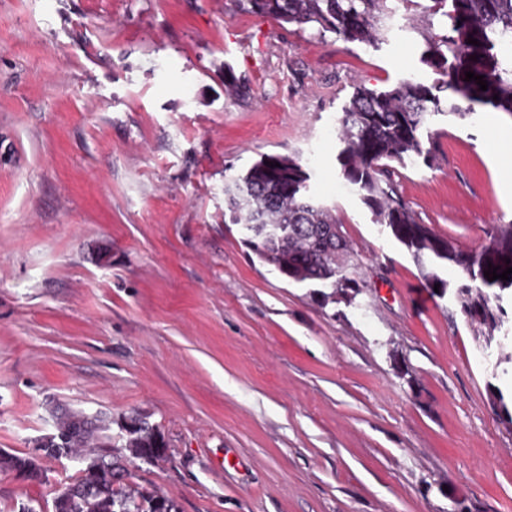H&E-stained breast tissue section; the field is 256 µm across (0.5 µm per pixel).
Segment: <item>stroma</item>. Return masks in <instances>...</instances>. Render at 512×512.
I'll return each instance as SVG.
<instances>
[{
	"label": "stroma",
	"mask_w": 512,
	"mask_h": 512,
	"mask_svg": "<svg viewBox=\"0 0 512 512\" xmlns=\"http://www.w3.org/2000/svg\"><path fill=\"white\" fill-rule=\"evenodd\" d=\"M440 23L385 19L373 49L233 0H0V449L67 408L164 433L134 484L179 512H512V430L453 296L339 176L354 84L433 82ZM251 87L224 92V70ZM431 167L393 179L420 222L464 247L512 222V116L433 124ZM299 159L334 206L362 291L285 280L224 221V169ZM0 473V512H51Z\"/></svg>",
	"instance_id": "obj_1"
}]
</instances>
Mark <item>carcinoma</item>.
<instances>
[{
    "label": "carcinoma",
    "instance_id": "carcinoma-1",
    "mask_svg": "<svg viewBox=\"0 0 512 512\" xmlns=\"http://www.w3.org/2000/svg\"><path fill=\"white\" fill-rule=\"evenodd\" d=\"M238 7L279 24L312 28L324 36L336 35L350 43L376 47L382 41L381 21L403 8L415 10L418 0H236ZM423 13L443 20L445 33L426 39L421 61L438 75L427 84L405 79L385 89L353 86L343 108L337 154L344 183L356 190L376 223L388 226L395 238L425 270L428 288L439 285L436 297L450 293L461 312L491 347L508 312L502 291L507 280H489L488 266L502 273L512 267V224L486 231L484 244L475 248L442 250L443 239L418 222L399 196L391 178L390 163L402 168L432 165L435 134L430 122L439 116L465 120L475 106H490L512 117V0H428ZM479 41L475 46L469 38ZM484 76L487 90L465 73ZM225 90L240 99L250 88L231 71L224 72ZM498 99H493V96ZM467 106H461V103ZM275 166L270 167L268 163ZM310 173L289 157L263 155L243 173L224 171L227 211L224 223L238 224L244 242L263 262L295 283L318 284L355 298L360 284L348 267L336 268V251L351 252L346 237L330 233L338 221L333 209L309 195ZM511 263H506V259ZM450 264L462 278L448 283L436 269ZM491 400L500 415L512 419L503 391L491 387ZM56 441L67 453L95 462L92 471L61 484L52 499V512H179L171 498L127 482V465H151L167 458V441L159 428L133 411L119 424L115 439L106 434L102 420L88 419L68 409L55 416ZM116 448L103 452L107 446ZM0 472L23 482H43L40 456L33 453H0Z\"/></svg>",
    "mask_w": 512,
    "mask_h": 512
}]
</instances>
